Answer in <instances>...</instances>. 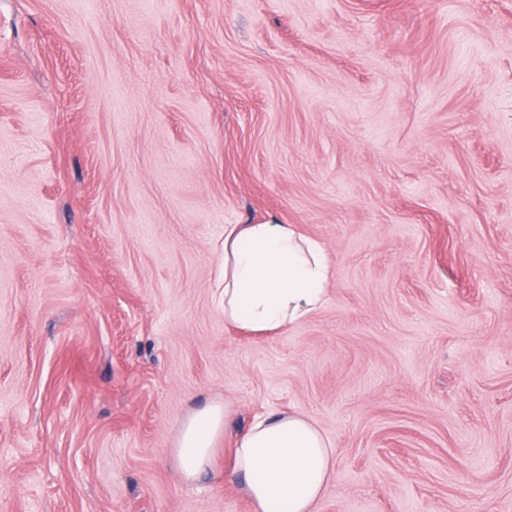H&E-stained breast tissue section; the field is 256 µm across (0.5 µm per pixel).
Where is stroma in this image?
<instances>
[{
  "label": "stroma",
  "instance_id": "1",
  "mask_svg": "<svg viewBox=\"0 0 512 512\" xmlns=\"http://www.w3.org/2000/svg\"><path fill=\"white\" fill-rule=\"evenodd\" d=\"M325 304L224 322V227ZM298 412L316 512H512V0H0V512H252L187 416ZM228 416L225 405H212L196 410L183 422L173 454L187 480L212 466L218 449L215 446L225 434Z\"/></svg>",
  "mask_w": 512,
  "mask_h": 512
}]
</instances>
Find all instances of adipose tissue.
<instances>
[{
  "label": "adipose tissue",
  "instance_id": "1",
  "mask_svg": "<svg viewBox=\"0 0 512 512\" xmlns=\"http://www.w3.org/2000/svg\"><path fill=\"white\" fill-rule=\"evenodd\" d=\"M331 260L320 242L291 224H228L224 227V321L253 333L298 323L321 308ZM228 411L196 410L183 422L173 450L186 479L213 464ZM334 447L298 413L256 417L233 447V474L254 512H316L333 477Z\"/></svg>",
  "mask_w": 512,
  "mask_h": 512
}]
</instances>
